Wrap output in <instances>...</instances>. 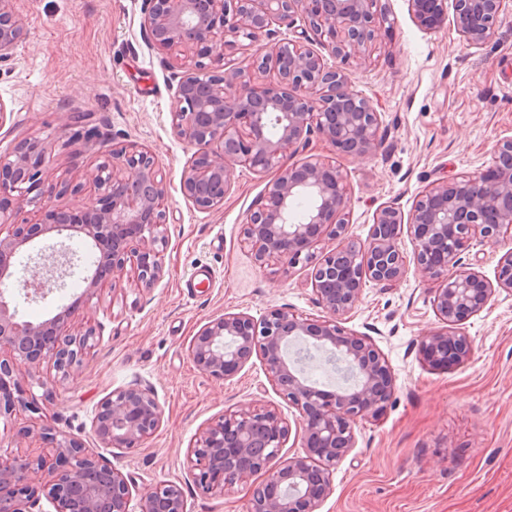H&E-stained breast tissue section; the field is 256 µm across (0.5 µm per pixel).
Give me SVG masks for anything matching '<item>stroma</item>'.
Instances as JSON below:
<instances>
[{"label": "stroma", "instance_id": "stroma-1", "mask_svg": "<svg viewBox=\"0 0 512 512\" xmlns=\"http://www.w3.org/2000/svg\"><path fill=\"white\" fill-rule=\"evenodd\" d=\"M27 38L0 63V154L23 138L49 148L56 180L80 186L54 196L52 207L95 202L87 173L112 148L150 153L165 186L164 276L154 287L131 277L105 284L81 301L92 274L88 245L65 288L32 302L14 293L21 316L39 322L72 302L75 328L93 327L81 371L44 399L42 380L52 360L18 378L35 410L0 423V444L34 459L50 451L44 426L81 439L86 450L119 469L142 495L162 481L183 489L187 512H247L255 474L221 495H204L191 474L190 448L225 411L270 405L287 420L296 411L272 386L259 360L217 379L193 363L188 346L208 321L227 313L261 319L285 308L322 316L310 285L312 263H257L243 235L247 215L264 203L268 175L236 166L221 208L203 210L185 199L180 179L194 152L172 127L178 70L142 35L144 0H13ZM385 16L365 60L346 66L348 87L367 96L379 120L375 154L339 153L318 135L292 152L289 163L319 158L335 165L348 189L347 232L367 239L373 215L398 203L410 210L425 187L473 175L490 165L496 145L512 139V0H504L492 38L467 42L453 24L418 25L407 0H379ZM81 112L97 126V140L70 143L67 115ZM198 271L194 283L186 276ZM433 285L415 274L381 287L366 284L346 320L370 336L387 358L395 389L379 419L360 421L355 448L337 465L319 512H512V295L500 293L462 327L472 354L440 370L419 355L421 340L439 327ZM152 390L163 410L155 433L137 448L101 447L95 409L120 389ZM29 438L15 443L17 431Z\"/></svg>", "mask_w": 512, "mask_h": 512}]
</instances>
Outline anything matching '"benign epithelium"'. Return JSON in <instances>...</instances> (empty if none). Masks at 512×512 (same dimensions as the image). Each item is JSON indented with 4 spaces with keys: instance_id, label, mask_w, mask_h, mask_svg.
<instances>
[{
    "instance_id": "obj_1",
    "label": "benign epithelium",
    "mask_w": 512,
    "mask_h": 512,
    "mask_svg": "<svg viewBox=\"0 0 512 512\" xmlns=\"http://www.w3.org/2000/svg\"><path fill=\"white\" fill-rule=\"evenodd\" d=\"M0 0V62L9 59L25 36L11 7ZM416 21L437 29L448 20L447 0H408ZM502 0H454V25L471 44L492 37ZM377 0H146L143 35L161 50L180 48L191 54L192 71L181 76L172 112L175 134L195 148L180 180L182 195L201 209L224 204L234 166L259 174L277 171L266 185L265 203L250 213L244 236L255 259L296 263L312 258L322 237L344 244L325 252L315 263L310 284L324 316L311 319L284 308L256 320L246 313H226L206 323L193 336L188 351L195 366L215 378H229L254 357L259 358L276 390L294 408L295 425L275 407L224 411L203 429L191 454L193 479L203 494L224 490L258 472L265 480L252 493L248 512H318L332 489L336 465L356 445L358 421L380 417L394 391V377L384 354L366 335L343 326L371 281L386 286L406 276L400 250L403 237L414 245V271L437 285L432 306L441 327L423 338L420 353L436 367H451L470 355L471 341L458 326L479 313L496 292L512 293V249L497 260L489 280L464 254L472 241L512 240V140L496 146L493 164L475 176L429 184L405 212L391 204L377 210L367 241L346 239L347 196L339 169L317 158L287 164L291 149L307 144L316 131L347 154L367 155L379 147V123L368 97L347 89L344 64L364 59L378 36L383 17ZM304 15L314 34L326 38L339 60L297 40L263 46L254 55L252 72L222 68L224 48L243 37L252 42L274 35L272 26L294 24ZM273 74L265 87L252 74ZM66 127L73 142L90 141L96 130L83 117L70 116ZM98 192L87 207L52 208L34 224H17L9 201L36 203L44 194H74L78 187L49 181L45 143L25 140L13 152L0 154V224L13 225L0 236V420L28 404L16 377L20 367L36 368L53 359L57 376L45 387V399L83 366L95 329L75 330L73 302L52 317L33 323L19 316L9 289L18 284L31 300L44 299L65 286L76 253L66 241L83 237L97 253L92 275L83 278L78 300L90 299L109 274L112 282L132 272L142 288L164 275L165 189L155 161L144 151L112 150L87 174ZM305 197V217L294 216V204ZM55 234L64 239L40 250L39 272L18 277L12 259L35 239ZM312 342L342 358L356 383L327 391L304 378L288 346ZM162 409L149 389L113 392L97 406L93 427L104 448H137L160 426ZM301 439L304 452L281 459L290 435ZM42 437L52 453L30 460L0 453V512H186L180 485L168 482L133 503L124 474L89 454L76 437L57 436L45 427ZM40 472L54 475L35 493Z\"/></svg>"
}]
</instances>
